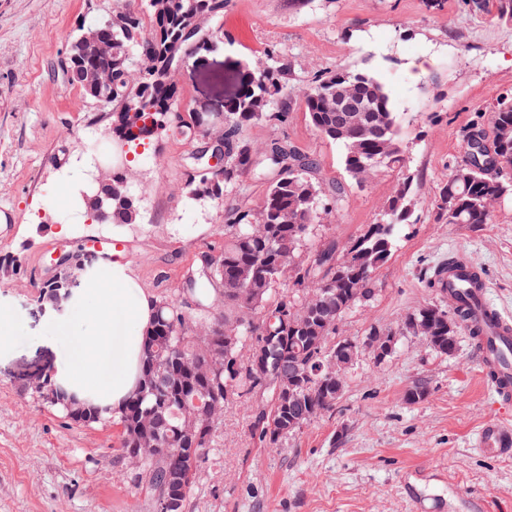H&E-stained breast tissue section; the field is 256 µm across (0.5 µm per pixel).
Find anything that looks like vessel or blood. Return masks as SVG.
<instances>
[{
    "label": "vessel or blood",
    "instance_id": "obj_1",
    "mask_svg": "<svg viewBox=\"0 0 512 512\" xmlns=\"http://www.w3.org/2000/svg\"><path fill=\"white\" fill-rule=\"evenodd\" d=\"M438 278L449 305L461 306L467 314L465 327L475 335L478 363L497 402L511 405L512 317L491 302L486 278L464 254H455L450 265L440 268ZM477 445L490 456H512V427L500 422L485 425Z\"/></svg>",
    "mask_w": 512,
    "mask_h": 512
}]
</instances>
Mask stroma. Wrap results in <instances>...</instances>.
<instances>
[{
  "mask_svg": "<svg viewBox=\"0 0 512 512\" xmlns=\"http://www.w3.org/2000/svg\"><path fill=\"white\" fill-rule=\"evenodd\" d=\"M119 1L141 6L0 0V208L15 216L0 231V253L20 259L18 277L0 278V310L11 318L0 348V512H154L119 448L118 420L73 422L28 386L38 371L61 369L81 332L79 324L64 326L65 309L39 299L53 255H80L89 272L101 260L93 243L120 244L141 288L175 300L198 255L224 242L223 203H196L185 193L197 139L170 134L131 155L130 191L152 205L151 224H101L81 203L91 145L110 144L112 107L83 99L59 60L80 24ZM218 23L227 40L181 63V106L223 111L235 71L270 50L291 62L287 123L253 125L245 135L259 146L287 139L317 160L323 188L344 185L341 207L316 225L310 246L348 241L374 223L398 177L381 169L349 184L339 147L318 135L297 97L314 71L370 67L384 76L402 116L418 205L374 272L372 302L352 308L337 331L399 333L396 352L378 365L359 360L333 413L280 448L253 445L250 404L230 401L183 512H412L414 491L425 503H448L450 512H469L475 500L512 512V457L475 447L481 427L512 425V411L494 405L468 332L460 331L452 357L400 333L408 314L441 303L430 278L459 251L487 278L493 303L512 314V202L498 204L489 224H448L432 205L463 155L465 130L512 92V22L471 10L466 0H229ZM418 384L426 398L407 402L405 392Z\"/></svg>",
  "mask_w": 512,
  "mask_h": 512,
  "instance_id": "1",
  "label": "stroma"
}]
</instances>
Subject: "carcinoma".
Instances as JSON below:
<instances>
[{
    "label": "carcinoma",
    "mask_w": 512,
    "mask_h": 512,
    "mask_svg": "<svg viewBox=\"0 0 512 512\" xmlns=\"http://www.w3.org/2000/svg\"><path fill=\"white\" fill-rule=\"evenodd\" d=\"M144 7L123 14L124 27H112V91L83 97L112 96V134L123 138L134 152L170 130L166 113L178 110V88L167 77L188 45L183 28L190 20L224 13L227 0H143ZM290 64L269 53L268 66L256 73L237 74L239 94L227 105L229 122L224 127V174L219 192L252 174L269 179L260 206L251 208L228 197L224 203V245L221 263L213 269L217 284L233 279L244 268L254 269L246 298L224 289L222 310L213 312L217 290L202 276L188 292L195 303V318L186 315L187 305L172 299L158 302L156 316L143 344V382L146 387L126 404L119 417L120 447L124 454L136 447L137 422L157 418L155 432L162 447L144 457L139 479L152 497L154 512L161 500L173 499L182 506L192 488L200 463L213 447L224 410L210 411L193 403L196 394L260 399L254 413L251 436L259 444L279 447L301 432L317 414L333 410L327 391L344 382L325 378L326 360L336 354V319L352 308L366 305L375 296L374 271L383 265L396 244L398 228L411 223L416 206L415 176L407 169L400 146L401 115L385 81L367 69L338 68L316 73L302 93L305 112L315 131L342 150L344 169L354 182L368 168L395 169L399 177L381 217L367 224L344 245L330 240L311 249V232L333 215L342 203L341 187L322 192L314 174L317 160L291 142L273 138L261 147L243 135L244 127L261 122L270 126L288 119ZM357 84L360 106L378 117L380 127L363 144L336 137V92ZM481 140L485 151L474 157L464 154L456 162L435 196L438 219L448 224H490L493 207L512 199V95L497 99L490 119L480 116L465 132L464 147ZM137 197L112 200L110 224H135L139 220ZM292 266V287L280 289L282 262ZM345 275L346 289L336 287ZM325 289L319 305L306 295ZM436 312L431 348L452 356L457 351L463 326L459 311L430 304L415 311L417 317ZM283 365L295 372L289 389L297 400L276 392L279 383L257 381L259 369ZM194 414L198 432L184 434L183 415ZM170 448H192L187 456Z\"/></svg>",
    "instance_id": "carcinoma-1"
}]
</instances>
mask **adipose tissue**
<instances>
[{"instance_id": "ef3b65f1", "label": "adipose tissue", "mask_w": 512, "mask_h": 512, "mask_svg": "<svg viewBox=\"0 0 512 512\" xmlns=\"http://www.w3.org/2000/svg\"><path fill=\"white\" fill-rule=\"evenodd\" d=\"M68 306L87 323V335L75 337L59 384L98 410L120 413L136 393L141 375L142 340L156 304L132 276L124 254L113 251L82 296Z\"/></svg>"}]
</instances>
